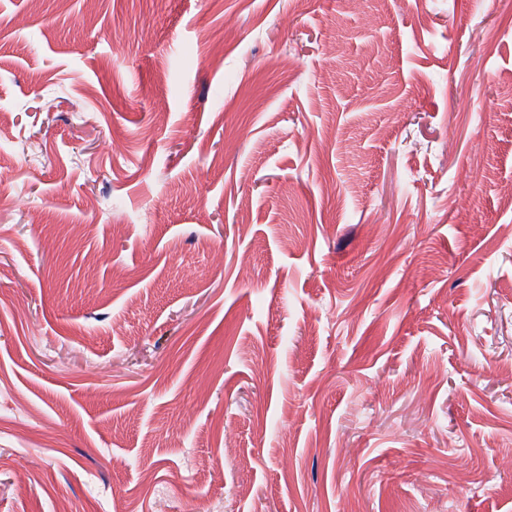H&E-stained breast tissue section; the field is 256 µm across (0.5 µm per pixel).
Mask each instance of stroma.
<instances>
[{
    "instance_id": "35a3bbf8",
    "label": "stroma",
    "mask_w": 512,
    "mask_h": 512,
    "mask_svg": "<svg viewBox=\"0 0 512 512\" xmlns=\"http://www.w3.org/2000/svg\"><path fill=\"white\" fill-rule=\"evenodd\" d=\"M511 192L512 0H0V512H512Z\"/></svg>"
}]
</instances>
